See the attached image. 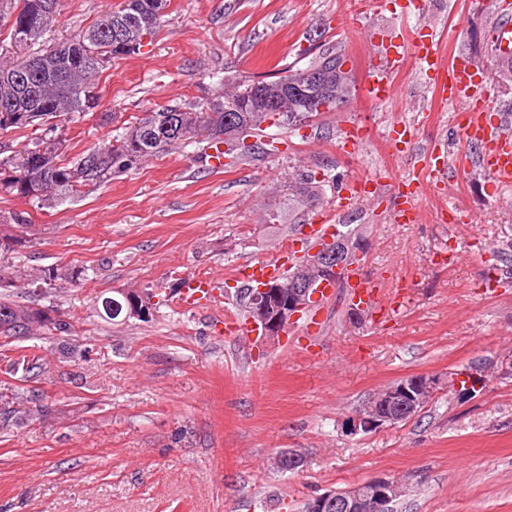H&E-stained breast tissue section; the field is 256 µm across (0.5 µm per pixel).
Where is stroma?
<instances>
[{
    "label": "stroma",
    "instance_id": "1",
    "mask_svg": "<svg viewBox=\"0 0 512 512\" xmlns=\"http://www.w3.org/2000/svg\"><path fill=\"white\" fill-rule=\"evenodd\" d=\"M117 0H62L55 41L72 39ZM490 0H405L384 11L367 0H170L158 34L139 53L99 74V105L60 121L64 157L109 142L131 116L168 104L194 107L235 83L305 67L319 49H342L356 85L367 77L369 34L401 38L426 25L445 57H487L495 18ZM465 27H458L459 17ZM398 95L379 106L353 96L301 127L274 125L277 149L221 169L198 136L137 161L85 196L43 204L0 193V215L26 213L21 244L0 251V269L21 279L34 269L81 273L49 289L42 304L70 317L88 354L62 360L55 339L22 340L45 372L31 379L0 361V394L32 396L25 423L0 429V512H301L331 488L377 476L405 480L394 512H512V287L488 291L487 266L512 278V185L484 198L480 168L447 169L440 188L418 199L421 220L397 224L389 178L464 146L456 113L437 101L424 72L407 60ZM418 129L415 156L395 152L387 125ZM365 128L356 154L337 148L341 126ZM323 187L319 202L291 205L293 175ZM377 179L376 203L342 218L364 225L367 276L412 275L405 309L382 323L354 318L347 290L326 301L320 332L303 323L280 340L229 333L234 300L202 315L180 307L181 280L224 278L243 262L274 257L292 226L336 203L337 182ZM151 290L149 321L108 319L106 299ZM489 366L475 398L440 393L411 420L347 435L344 419L378 390L416 374ZM301 449L292 475L272 465Z\"/></svg>",
    "mask_w": 512,
    "mask_h": 512
}]
</instances>
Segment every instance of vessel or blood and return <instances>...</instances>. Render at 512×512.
I'll use <instances>...</instances> for the list:
<instances>
[{
    "mask_svg": "<svg viewBox=\"0 0 512 512\" xmlns=\"http://www.w3.org/2000/svg\"><path fill=\"white\" fill-rule=\"evenodd\" d=\"M493 42L497 53L512 55L511 20L501 18L494 29ZM373 43L378 52L369 65L368 78L363 87L365 97L375 102L395 97L399 91L394 81L395 72L406 57L417 59L426 72L433 74V90L440 101L465 102L469 105L468 111L458 113L456 120L465 142L477 146L478 158L471 162L466 152H457L453 159L454 168L465 173L472 165H480L490 176L485 186L490 194L498 187L511 184L512 127L489 101L486 72L463 61L442 62L435 49L436 35L427 28L407 40L397 41L381 36L374 38ZM415 139V130L402 122H394L387 128L386 140L396 151H406ZM443 179V171L427 163L414 168L411 175L393 179V189L400 200V223H416L418 214L414 199L422 184L436 186ZM372 196L366 180L351 178L336 199V209L340 212L348 210ZM334 230L331 217L326 215L318 222L305 225L301 233L308 244L316 246L331 237ZM297 260L296 252L284 248L274 258L239 265L235 270V279L256 287L276 282L287 275ZM348 278L352 283L350 307L383 316L402 307L409 287L408 280L403 279L396 288H388L385 279L368 278L359 265L349 270ZM217 294V279L210 276L194 277L186 280L179 302L188 307H200L214 302Z\"/></svg>",
    "mask_w": 512,
    "mask_h": 512,
    "instance_id": "b4317fda",
    "label": "vessel or blood"
}]
</instances>
